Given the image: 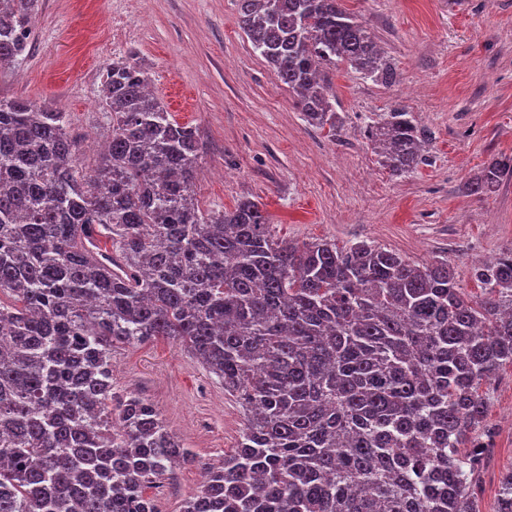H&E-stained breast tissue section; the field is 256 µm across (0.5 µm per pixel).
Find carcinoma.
<instances>
[{"label":"carcinoma","instance_id":"obj_1","mask_svg":"<svg viewBox=\"0 0 512 512\" xmlns=\"http://www.w3.org/2000/svg\"><path fill=\"white\" fill-rule=\"evenodd\" d=\"M39 0H0V64L23 55ZM241 28L306 121L341 128L325 70L394 68L340 0H237ZM106 69L111 135L79 166L67 113L0 99V512H156L146 489L194 461L156 409L112 392V347L171 340L247 414L182 512H478L484 383L512 366V249L457 286L448 259L292 242L261 205L205 214L203 143ZM381 166L425 163L403 109L367 124ZM512 155L466 184L494 193ZM109 238L110 247L100 245ZM497 512H512V473Z\"/></svg>","mask_w":512,"mask_h":512}]
</instances>
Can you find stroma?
Listing matches in <instances>:
<instances>
[{"instance_id":"1","label":"stroma","mask_w":512,"mask_h":512,"mask_svg":"<svg viewBox=\"0 0 512 512\" xmlns=\"http://www.w3.org/2000/svg\"><path fill=\"white\" fill-rule=\"evenodd\" d=\"M396 71L382 84L342 64L327 77L341 117L337 136L309 126L295 96L244 34L236 0H39L32 48L0 65V97L67 112L93 165L110 135L100 100L112 61L135 57L179 123L207 152L194 193L202 211L263 203L275 233L294 242H367L416 262L447 256L460 288L479 297V260L512 247V181L489 196L464 184L512 154V0H342ZM403 109L432 138L425 164L402 177L382 168L370 119ZM112 388L136 393L196 457L163 489L160 512H182L202 467L238 445L246 416L224 385L168 340L112 351ZM484 428L493 448L480 473L481 512H494L512 469V367L489 386Z\"/></svg>"}]
</instances>
